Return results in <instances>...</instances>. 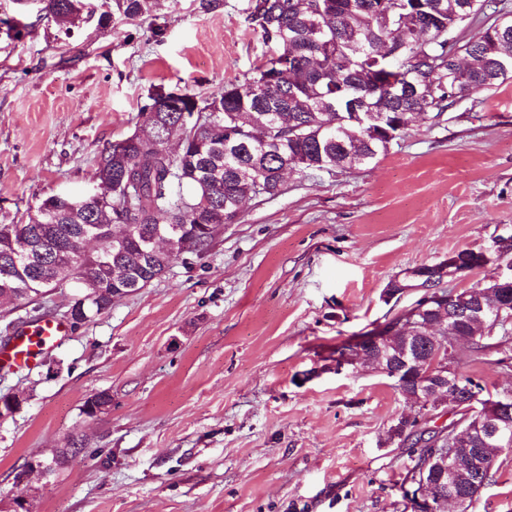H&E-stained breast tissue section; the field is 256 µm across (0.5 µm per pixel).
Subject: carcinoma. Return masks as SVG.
Returning a JSON list of instances; mask_svg holds the SVG:
<instances>
[{
  "label": "carcinoma",
  "instance_id": "carcinoma-1",
  "mask_svg": "<svg viewBox=\"0 0 512 512\" xmlns=\"http://www.w3.org/2000/svg\"><path fill=\"white\" fill-rule=\"evenodd\" d=\"M40 12L70 30L82 0H39ZM380 0H251L246 22L271 53L242 81L202 96L158 88L143 111L155 120L109 144L92 183L80 194L44 199L25 224H0V297L36 302L53 288L75 284L72 327L112 306L113 295L150 285L180 258L151 253L144 235L180 227L191 253L207 251L211 224H236L249 197L283 190L277 172L350 170L387 151L375 120L390 116L406 130L416 112L441 115L458 101L512 80V12L494 0H418L421 10L379 12ZM114 12L151 21L152 0H113ZM377 71L379 90L360 73ZM477 286L456 294V310L475 297L500 301ZM509 336L494 344L468 341L475 360L496 355L512 364ZM388 441L409 449L422 472L436 435L417 430ZM504 448L484 449V470L465 482L464 512H475Z\"/></svg>",
  "mask_w": 512,
  "mask_h": 512
}]
</instances>
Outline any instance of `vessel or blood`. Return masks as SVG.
I'll use <instances>...</instances> for the list:
<instances>
[{
  "label": "vessel or blood",
  "mask_w": 512,
  "mask_h": 512,
  "mask_svg": "<svg viewBox=\"0 0 512 512\" xmlns=\"http://www.w3.org/2000/svg\"><path fill=\"white\" fill-rule=\"evenodd\" d=\"M70 332L69 324L56 318H47L22 328L11 345L5 348L0 346V367L31 366L39 356L66 339Z\"/></svg>",
  "instance_id": "obj_1"
}]
</instances>
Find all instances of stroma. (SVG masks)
<instances>
[{
    "label": "stroma",
    "instance_id": "35a3bbf8",
    "mask_svg": "<svg viewBox=\"0 0 512 512\" xmlns=\"http://www.w3.org/2000/svg\"><path fill=\"white\" fill-rule=\"evenodd\" d=\"M71 31L0 0L29 33L0 26V224H24L41 200L86 188L110 142L130 136L157 88L208 95L244 80L267 47L245 21L250 0H154L160 33L112 0H85ZM512 233V81L425 114L370 166L288 173L253 197L212 246L179 258L115 300L24 369L0 368V498L31 458L71 436L81 452L35 482L33 512H407L412 466L388 442L411 407L374 369L337 367L336 349L418 298L385 302L407 269L489 248ZM76 291L42 312L0 303V341L38 314L64 317ZM463 373L512 386L494 356ZM112 396L88 417L92 394ZM476 512H512V455L499 457Z\"/></svg>",
    "mask_w": 512,
    "mask_h": 512
}]
</instances>
